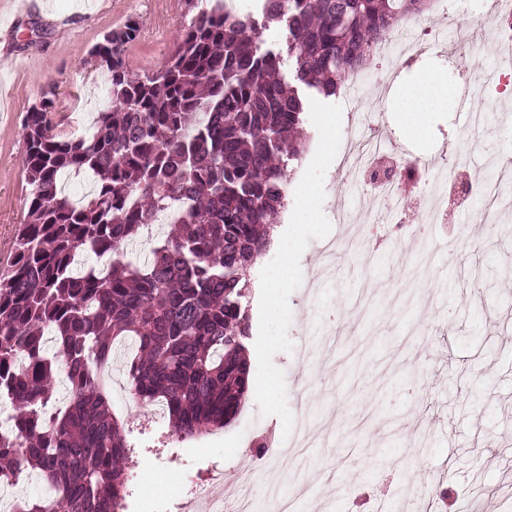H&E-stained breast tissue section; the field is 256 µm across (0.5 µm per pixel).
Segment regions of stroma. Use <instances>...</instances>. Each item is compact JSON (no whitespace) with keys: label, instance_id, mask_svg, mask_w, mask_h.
<instances>
[{"label":"stroma","instance_id":"1","mask_svg":"<svg viewBox=\"0 0 512 512\" xmlns=\"http://www.w3.org/2000/svg\"><path fill=\"white\" fill-rule=\"evenodd\" d=\"M491 0H460L458 42L476 31ZM0 0V40L19 61L0 70V270L12 259L28 208L23 124L41 95L54 100L60 130L84 135L107 103L108 77L86 65L90 49L128 17L141 23L125 51L132 73L160 69L194 13L187 0ZM496 58L433 48L397 69L386 95L368 82L363 95L316 101L304 125L308 151L293 175L288 219L256 272L247 358L258 388L228 426L193 440H170L163 455L139 452L127 512H170L174 491L189 494L212 469L260 465L258 447L292 440L303 426L325 438L289 466V495L301 512H365V494L407 512H512V236L483 221L474 175L512 160V122L500 119L499 94L483 87ZM471 91L426 113L414 134L396 110L402 89L424 76ZM382 106L380 134L407 157L447 151L462 181L448 221L431 229L427 274L399 264L406 227L378 244L347 250L358 224H337L336 201L360 202L363 185L341 173L348 142L370 129L351 112ZM311 187L312 204L302 189ZM336 239L343 252L324 288L310 290L317 249ZM307 340L311 363L297 352Z\"/></svg>","mask_w":512,"mask_h":512}]
</instances>
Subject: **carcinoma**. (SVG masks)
Instances as JSON below:
<instances>
[{
	"label": "carcinoma",
	"mask_w": 512,
	"mask_h": 512,
	"mask_svg": "<svg viewBox=\"0 0 512 512\" xmlns=\"http://www.w3.org/2000/svg\"><path fill=\"white\" fill-rule=\"evenodd\" d=\"M257 13L200 8L166 64L129 76L130 17L89 52L107 73L109 105L90 136L54 132L53 100L27 112L22 165L28 210L0 274V481L41 476L52 494L16 512H119L135 447L100 377L131 340L130 388L165 404L181 439L231 423L250 366L251 273L288 208L307 151L305 114L368 66L374 44L433 0H259ZM288 29L282 46L265 32ZM94 176L89 197L60 186ZM176 212L143 265L126 260L156 215ZM87 250L106 269L73 273Z\"/></svg>",
	"instance_id": "1"
}]
</instances>
